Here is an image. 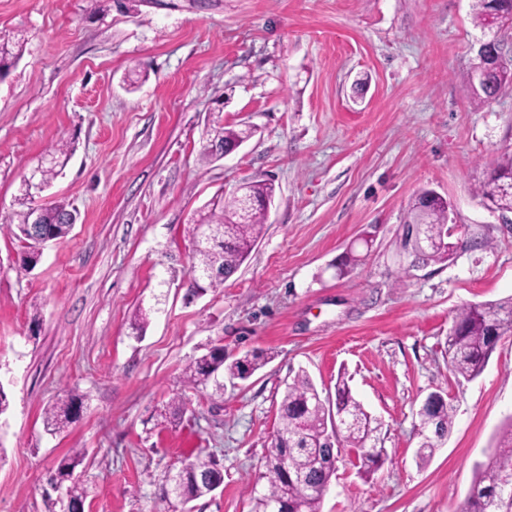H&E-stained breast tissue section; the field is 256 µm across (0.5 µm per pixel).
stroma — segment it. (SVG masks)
<instances>
[{
  "instance_id": "obj_1",
  "label": "stroma",
  "mask_w": 512,
  "mask_h": 512,
  "mask_svg": "<svg viewBox=\"0 0 512 512\" xmlns=\"http://www.w3.org/2000/svg\"><path fill=\"white\" fill-rule=\"evenodd\" d=\"M20 33L0 80V223L61 140L72 154L44 195L79 219L28 272L0 230V512H66L47 479L75 448L84 512H161L164 476L207 455L224 482L186 512H251L302 370L323 395L346 373L387 452L367 479L343 449L322 512H461L512 418V336L475 379L448 370L458 309L512 297V224L477 195L512 153V91L471 101L472 0H0V41ZM242 123L240 149L204 158L213 129ZM261 179L275 186L265 234L222 288L193 293L192 218ZM424 189L450 203L458 249L415 269L400 236ZM217 344L266 363L187 386L185 365ZM437 390L454 414L423 465L416 412ZM72 393L79 417L48 432L45 408Z\"/></svg>"
}]
</instances>
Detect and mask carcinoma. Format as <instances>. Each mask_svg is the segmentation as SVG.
I'll return each instance as SVG.
<instances>
[{
	"instance_id": "cac0c4a2",
	"label": "carcinoma",
	"mask_w": 512,
	"mask_h": 512,
	"mask_svg": "<svg viewBox=\"0 0 512 512\" xmlns=\"http://www.w3.org/2000/svg\"><path fill=\"white\" fill-rule=\"evenodd\" d=\"M473 23L482 32L493 36L491 51L479 53L472 62V75L479 78L471 84L476 105H484L495 93L512 90V59L502 51L504 37L512 30V0H474ZM22 44L0 42V65L10 69L21 56ZM249 126L241 128H217L211 137L224 144H238L251 138ZM70 147L57 144L50 151L51 160L44 166V182L54 180L59 170L60 158L68 156ZM252 196L261 198L274 196L275 187L267 180L247 183ZM478 195L491 210L503 215L512 213V155L503 157L490 176L480 185ZM31 206L15 213L19 239L25 243L21 268L33 269L40 256L41 240L28 224ZM43 227L56 239L67 236L75 218V208L64 201H54L41 206ZM239 200L235 196H217L205 205L199 215L204 224H218L223 233L198 248L193 257V266L209 268L218 265L224 268V278L207 283L217 288L231 277L250 257L257 242L263 236L266 214L254 210L243 222H236ZM406 223L420 226L422 238L438 241L430 247L419 248L412 243L415 260L429 265L448 261L457 244H439L445 237L448 225V201L430 198L422 193L410 205ZM504 336H512V298L496 303L475 304L462 308L455 316L448 331V365L457 378L472 380L479 376L497 343ZM261 366V356L254 354L229 364L224 360V347L215 346L207 354L190 360L183 370L184 381L192 386L207 385L222 372L243 376ZM320 394L305 373L296 374L288 383L278 408L276 434L280 445L270 444L265 456L264 471L251 485V512H266L267 504L288 499V512L298 502L303 512H321L326 494L335 471L326 465V456L332 448L325 443V433L331 429L332 409L342 413L339 447H349L355 453L359 472L365 476L374 474L384 464L385 449L376 447L379 425L352 393L347 380L340 377L335 384L334 405L318 403ZM78 412L75 397L48 407L45 411L46 427L59 430L71 422ZM417 435L420 438V460L426 462L448 435L453 409L443 395L436 400H425L418 412ZM191 471L174 476L166 481L161 501L172 507V500H196L224 482V474L216 467L211 457H198L190 461ZM65 495L69 512L83 508L85 489L72 481L66 485ZM464 512H512V419L508 421L499 438L494 454L478 465L474 483L468 496Z\"/></svg>"
}]
</instances>
